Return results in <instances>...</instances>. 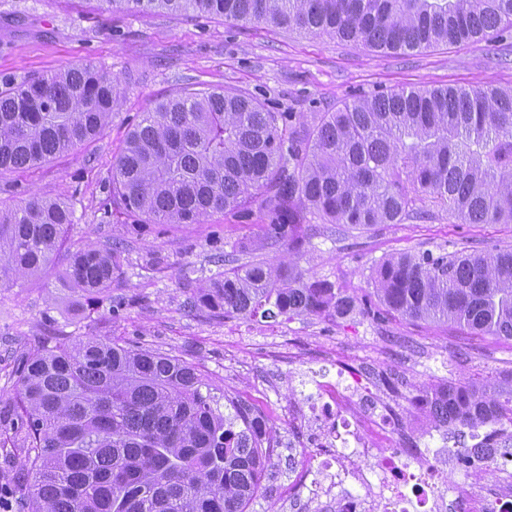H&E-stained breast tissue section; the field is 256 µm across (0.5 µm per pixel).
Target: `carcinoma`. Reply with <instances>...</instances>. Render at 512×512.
Returning <instances> with one entry per match:
<instances>
[{"mask_svg": "<svg viewBox=\"0 0 512 512\" xmlns=\"http://www.w3.org/2000/svg\"><path fill=\"white\" fill-rule=\"evenodd\" d=\"M104 12L220 16L370 49L408 52L512 34V0H101ZM121 93L112 75L73 65L0 89V172L36 167L101 136ZM261 241L304 255V224L368 230L426 214L455 224H512V87L391 89L333 112H271L212 89L142 114L102 200L154 224L248 215ZM72 201L0 204V284L38 275L65 244ZM186 304L217 317H290L356 309L293 261L236 264ZM111 246L69 252L65 280L100 300L122 272ZM388 312L512 340V249L401 254L374 270ZM17 400L0 436L25 453L28 512H246L274 455L250 410L220 411L192 363L94 337L37 341L17 359ZM452 428L512 413V393L445 385L426 402Z\"/></svg>", "mask_w": 512, "mask_h": 512, "instance_id": "obj_1", "label": "carcinoma"}]
</instances>
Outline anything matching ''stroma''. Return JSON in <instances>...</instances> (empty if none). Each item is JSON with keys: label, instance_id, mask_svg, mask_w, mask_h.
I'll return each mask as SVG.
<instances>
[{"label": "stroma", "instance_id": "1", "mask_svg": "<svg viewBox=\"0 0 512 512\" xmlns=\"http://www.w3.org/2000/svg\"><path fill=\"white\" fill-rule=\"evenodd\" d=\"M90 64L114 76L122 93L105 133L29 170L0 174V200L72 196L68 244L122 242L124 266L103 303L64 287L65 253L41 274L0 287V408L18 385L15 360L44 336L109 337L194 363L216 396L250 400L278 447L247 512H335L328 498L294 500L303 460L289 414L301 411L316 381L351 387L391 412L402 452L429 444L449 497L472 489L467 469L438 439L420 390L472 381L504 388L512 340L396 314L215 317L187 306L191 289L219 268V252L275 261L284 246H259L260 212L249 221L214 214L201 224H152L122 210L103 214L115 157L127 133L157 99L185 89L224 88L273 112H328L353 95L396 87L512 86V39L437 45L396 55L263 24L219 17L109 14L98 0H0V87ZM305 278L326 280L356 301L377 304L372 269L401 253H452L512 246V224H454L432 209L425 219L370 231L306 224Z\"/></svg>", "mask_w": 512, "mask_h": 512}]
</instances>
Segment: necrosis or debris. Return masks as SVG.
<instances>
[{
    "mask_svg": "<svg viewBox=\"0 0 512 512\" xmlns=\"http://www.w3.org/2000/svg\"><path fill=\"white\" fill-rule=\"evenodd\" d=\"M321 427L320 446L308 456L311 494L343 485L347 480H375L372 501L352 493L336 499V512H447L442 470L425 449L411 455L395 453L396 436L390 414L378 403L361 404L350 391L320 381L308 395L298 419Z\"/></svg>",
    "mask_w": 512,
    "mask_h": 512,
    "instance_id": "4bbe7bcc",
    "label": "necrosis or debris"
}]
</instances>
